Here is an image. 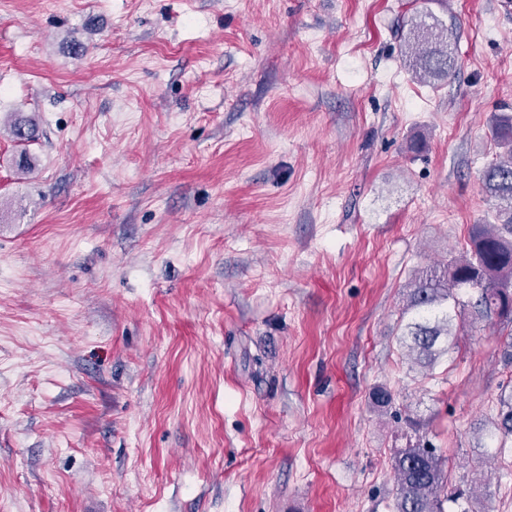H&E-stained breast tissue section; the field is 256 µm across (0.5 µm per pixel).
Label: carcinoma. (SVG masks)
<instances>
[{
  "label": "carcinoma",
  "instance_id": "cac0c4a2",
  "mask_svg": "<svg viewBox=\"0 0 512 512\" xmlns=\"http://www.w3.org/2000/svg\"><path fill=\"white\" fill-rule=\"evenodd\" d=\"M401 54L415 78L441 81L456 68L448 29L424 8L399 27ZM492 138L499 154L483 170L487 197L493 202L494 224L471 226L463 254L441 267L415 271L407 284L402 316L408 318L399 339L412 364L433 368L459 335L462 313L496 316L512 322V114L500 112L490 119ZM9 133L26 146L36 139V122L24 115L9 125ZM377 408L392 404L391 391L377 385L370 394ZM497 419L485 435L506 447L512 438V385L501 389ZM395 493L393 512H444L441 491L446 481L444 464L428 444L410 443L392 459Z\"/></svg>",
  "mask_w": 512,
  "mask_h": 512
}]
</instances>
